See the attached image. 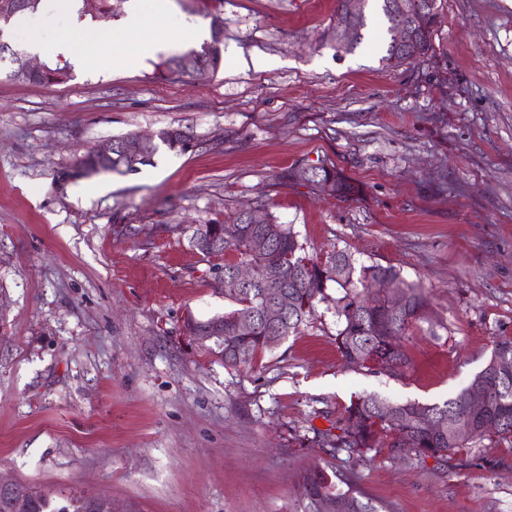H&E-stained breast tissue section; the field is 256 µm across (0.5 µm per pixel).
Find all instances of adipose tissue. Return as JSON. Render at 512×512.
<instances>
[{"label": "adipose tissue", "mask_w": 512, "mask_h": 512, "mask_svg": "<svg viewBox=\"0 0 512 512\" xmlns=\"http://www.w3.org/2000/svg\"><path fill=\"white\" fill-rule=\"evenodd\" d=\"M168 0H157L152 15L146 16L138 8H130L118 32L136 49L130 53L112 57L110 63L116 70H132L138 67L142 52L156 53L164 49L162 36L167 27Z\"/></svg>", "instance_id": "ef3b65f1"}]
</instances>
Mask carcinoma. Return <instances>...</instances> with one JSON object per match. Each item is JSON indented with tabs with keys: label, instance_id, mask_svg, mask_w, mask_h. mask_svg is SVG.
Here are the masks:
<instances>
[{
	"label": "carcinoma",
	"instance_id": "cac0c4a2",
	"mask_svg": "<svg viewBox=\"0 0 512 512\" xmlns=\"http://www.w3.org/2000/svg\"><path fill=\"white\" fill-rule=\"evenodd\" d=\"M78 15L95 22L111 17L109 0H74ZM435 10L419 25L416 38L401 45L395 36L398 23L395 0H366L365 12L350 18L342 10L336 12V25L328 32L329 44H336L338 29L349 31L347 41L340 49L351 52L364 39L368 26L366 10L375 8L382 20L384 54L380 63L389 67L409 64L425 56L432 47L434 27L440 17L442 0H434ZM223 33L211 30V41L200 50L185 57H194L202 67L214 74L223 64ZM47 71L29 78V82L44 86L65 83L72 78L71 68L60 59L46 63ZM157 72L166 78H180L189 71L181 67V58L170 56L156 64ZM179 128L159 130L156 141L147 148L144 166L154 164L160 147L168 146ZM318 179L314 184L331 196L344 201L355 199L360 187L336 168L317 167ZM257 208L267 217L265 224L246 222L237 213L224 222L209 224L213 239L220 246L199 250L205 257L224 256V297L235 308L224 313V339L214 340L224 367L237 369L252 365L255 357L274 346L268 337L286 339L300 332L315 313L318 302L325 298L328 285L336 286V345L344 364L354 370L383 373L402 379L411 368L408 345L422 325H432L429 302L424 290L408 281L395 266L379 263L356 265L351 253L334 249L322 258L312 259L298 240L291 224H281L260 201ZM241 265H253L260 271H271L248 287L232 285L231 275ZM400 291L406 298L398 313L386 308L391 293ZM277 294L288 296V308L278 330H271L262 319L266 300ZM504 386L505 392L480 412L471 411L466 395L474 386L495 384ZM384 399L377 395L358 396L346 406L338 433L330 430L314 431L313 440L325 446L344 451L348 455L362 456L375 448L383 438H391V447L407 448L418 456L443 459L455 448H473L477 443L497 437L512 441V338L503 337L494 343L490 358L460 392L443 404H423L412 401H394L384 411ZM432 417L433 425L420 424L423 415ZM299 507L296 512H321L316 504L327 501L331 512H379L378 507L366 500L365 494L349 487L342 489L322 470L308 471L299 483ZM88 498L73 495L60 503L44 495L29 484L20 482L14 499L0 498V512H86Z\"/></svg>",
	"mask_w": 512,
	"mask_h": 512
}]
</instances>
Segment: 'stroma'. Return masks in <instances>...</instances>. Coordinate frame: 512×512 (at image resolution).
Masks as SVG:
<instances>
[{
  "label": "stroma",
  "instance_id": "35a3bbf8",
  "mask_svg": "<svg viewBox=\"0 0 512 512\" xmlns=\"http://www.w3.org/2000/svg\"><path fill=\"white\" fill-rule=\"evenodd\" d=\"M337 0H170V54L188 25L224 22V65L206 79L91 58L67 83L21 82L0 62V476L115 512H295L297 478L324 469L388 512H512V444L444 460L382 445L357 458L303 437L352 397L443 403L512 338V0H444L432 51L379 62L378 20L336 53ZM67 0H43L8 41H77ZM269 60L263 70L240 57ZM166 127L183 152L124 175L83 153ZM333 164L342 201L279 173ZM309 256L339 247L399 268L425 290L436 335L402 379L346 368L335 288L300 334L237 370L183 332L230 310L220 257L189 225L255 199Z\"/></svg>",
  "mask_w": 512,
  "mask_h": 512
}]
</instances>
